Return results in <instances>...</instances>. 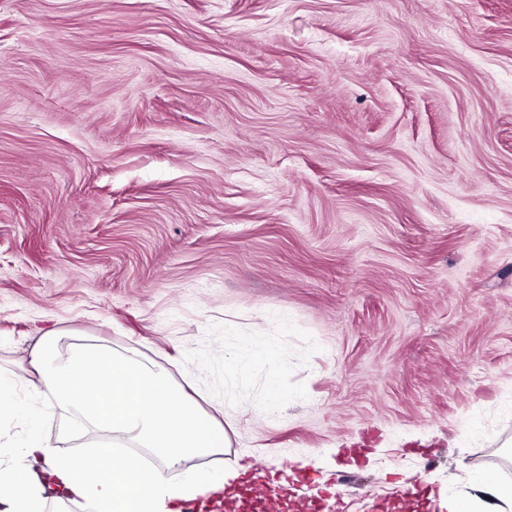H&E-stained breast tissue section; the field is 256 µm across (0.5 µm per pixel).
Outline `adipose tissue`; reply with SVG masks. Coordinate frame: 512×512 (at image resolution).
Here are the masks:
<instances>
[{"label": "adipose tissue", "mask_w": 512, "mask_h": 512, "mask_svg": "<svg viewBox=\"0 0 512 512\" xmlns=\"http://www.w3.org/2000/svg\"><path fill=\"white\" fill-rule=\"evenodd\" d=\"M61 330L44 336L29 358L39 383L71 408L74 435L91 426L98 442L65 464L39 432H31L0 466V512H46L38 469L47 466L59 501L82 500L88 512H180L183 503L219 490L235 479L195 472L182 482L169 479L168 468L191 455L219 452L226 443L224 428L200 411L188 397L178 396L169 374L147 363L136 350L118 353L98 344L61 349ZM147 448L160 460L146 466L132 456ZM484 498L454 502L449 512H489L512 507V483L494 473L480 478Z\"/></svg>", "instance_id": "adipose-tissue-1"}]
</instances>
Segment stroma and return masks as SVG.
Returning a JSON list of instances; mask_svg holds the SVG:
<instances>
[{
    "instance_id": "obj_1",
    "label": "stroma",
    "mask_w": 512,
    "mask_h": 512,
    "mask_svg": "<svg viewBox=\"0 0 512 512\" xmlns=\"http://www.w3.org/2000/svg\"><path fill=\"white\" fill-rule=\"evenodd\" d=\"M65 327L223 407L177 478L317 512L512 481V0H0V373L60 463L28 358Z\"/></svg>"
}]
</instances>
